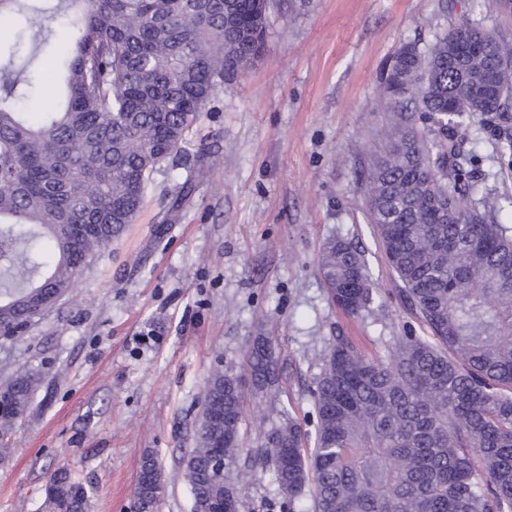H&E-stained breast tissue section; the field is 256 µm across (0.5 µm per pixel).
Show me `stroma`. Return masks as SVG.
Segmentation results:
<instances>
[{
    "mask_svg": "<svg viewBox=\"0 0 512 512\" xmlns=\"http://www.w3.org/2000/svg\"><path fill=\"white\" fill-rule=\"evenodd\" d=\"M466 19L512 37L501 0H275L260 56L216 88L181 165L152 174L135 223L22 338L0 340V381L20 368L41 376L4 441L0 512H45L47 479L62 466L89 489L88 512H130L149 453L167 476L155 512H192L179 473L206 382L217 368L246 374L254 337L272 342L281 384L247 393L246 448L263 443L256 423L277 424L282 407L314 436L312 392L336 333L380 355L393 337L423 335L367 219L360 173L389 128L376 92L392 54L426 51ZM51 30L31 74L32 112L54 108L52 74L71 48L68 21ZM463 148L480 172L476 196H496L499 222L512 225L496 140L473 133ZM333 239L364 252L378 291L355 318L320 278ZM234 482L241 512H288L271 466L243 467Z\"/></svg>",
    "mask_w": 512,
    "mask_h": 512,
    "instance_id": "obj_1",
    "label": "stroma"
}]
</instances>
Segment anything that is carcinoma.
<instances>
[{
    "mask_svg": "<svg viewBox=\"0 0 512 512\" xmlns=\"http://www.w3.org/2000/svg\"><path fill=\"white\" fill-rule=\"evenodd\" d=\"M272 0H0V19L29 33L26 49L0 48V336L14 338L69 295L95 251L134 223L150 176L174 161L217 86L263 47ZM74 17L60 109L30 120L26 73L54 15ZM498 99L486 98L494 73ZM392 115L384 155L363 172L375 225L398 293L427 335L396 336L388 355H366L335 336L313 391L317 427L306 452L288 409L244 448V388L275 390L280 375L267 339L246 353L247 376L208 378L196 447L181 477L192 512L238 494L212 476L214 443L226 468L244 455L273 467L288 500L313 486L314 512H512V226L497 199L473 197L465 120L480 117L512 169V39L462 21L421 53L393 56L378 89ZM420 112L435 125L416 127ZM68 224H90L80 236ZM319 271L349 315L373 302V280L352 243L323 247ZM39 384L17 371L0 384V437L28 411ZM136 484L154 512L165 476ZM88 492L65 468L49 478V512H87Z\"/></svg>",
    "mask_w": 512,
    "mask_h": 512,
    "instance_id": "cac0c4a2",
    "label": "carcinoma"
}]
</instances>
